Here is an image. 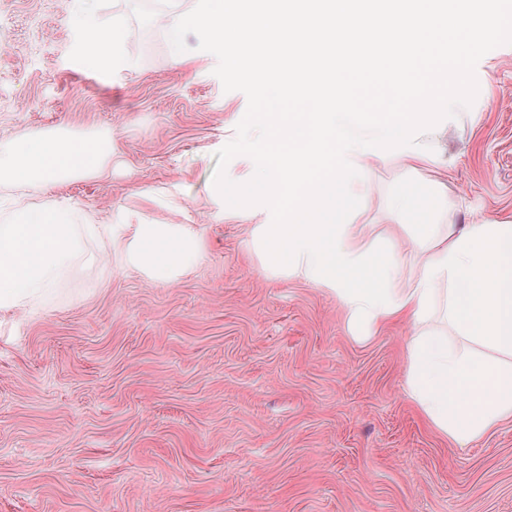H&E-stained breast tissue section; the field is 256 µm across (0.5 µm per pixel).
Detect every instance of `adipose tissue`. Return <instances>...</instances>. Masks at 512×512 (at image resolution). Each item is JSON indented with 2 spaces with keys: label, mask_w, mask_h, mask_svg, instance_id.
Masks as SVG:
<instances>
[{
  "label": "adipose tissue",
  "mask_w": 512,
  "mask_h": 512,
  "mask_svg": "<svg viewBox=\"0 0 512 512\" xmlns=\"http://www.w3.org/2000/svg\"><path fill=\"white\" fill-rule=\"evenodd\" d=\"M98 2L72 0L87 23L83 61L133 68L120 24L102 18ZM457 106L449 97H416L376 110L355 98L311 97L290 112L294 151L251 160L276 217L257 227L266 258L334 294L357 340L384 323L410 321L404 393L438 433L465 448L512 419V224H423L402 249L384 250L363 225L319 218L324 188L368 183L392 161L423 158L422 138L456 121ZM111 157V136L30 130L0 145V183L52 187L103 177ZM407 251L422 256L409 278Z\"/></svg>",
  "instance_id": "1"
}]
</instances>
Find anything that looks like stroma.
Returning a JSON list of instances; mask_svg holds the SVG:
<instances>
[{
  "label": "stroma",
  "mask_w": 512,
  "mask_h": 512,
  "mask_svg": "<svg viewBox=\"0 0 512 512\" xmlns=\"http://www.w3.org/2000/svg\"><path fill=\"white\" fill-rule=\"evenodd\" d=\"M196 0H100L135 69L82 65L70 0L0 7V143L65 127L112 132L107 179L0 185V211L52 199L122 224H191L204 260L177 283L90 239L57 288L0 309V512H512V422L465 448L403 392L410 325L354 341L335 297L272 266L226 207L216 152L247 109L162 21ZM457 124L346 185L333 219L386 249L396 225L512 222V44L478 62ZM410 211L393 209L400 192Z\"/></svg>",
  "instance_id": "35a3bbf8"
}]
</instances>
